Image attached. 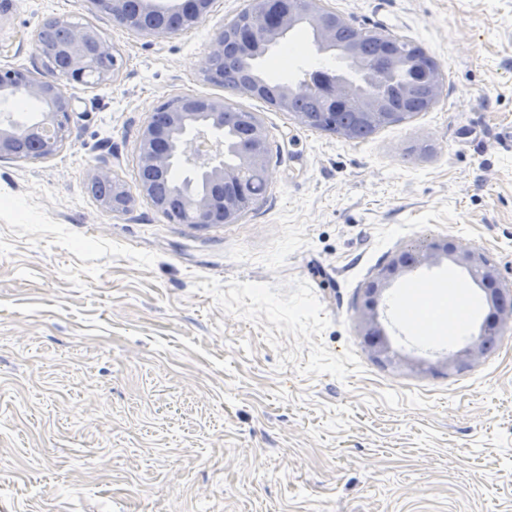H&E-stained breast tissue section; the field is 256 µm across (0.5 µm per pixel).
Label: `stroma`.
<instances>
[{"label": "stroma", "instance_id": "stroma-1", "mask_svg": "<svg viewBox=\"0 0 512 512\" xmlns=\"http://www.w3.org/2000/svg\"><path fill=\"white\" fill-rule=\"evenodd\" d=\"M350 24L423 46L437 103L357 141L298 124L206 78L209 46L250 0H214L166 37L91 0H0V67L47 74L36 32L91 25L114 83L69 87L49 158L0 159V512H512V330L449 374L377 363L363 289L406 245L453 237L512 281V0H323ZM309 26L262 60L299 85L323 66ZM182 96L265 127L272 178L237 223L169 221L138 188L139 134ZM107 160L133 196L112 213L87 174ZM415 277L473 296L447 264ZM436 360L464 346L427 323Z\"/></svg>", "mask_w": 512, "mask_h": 512}]
</instances>
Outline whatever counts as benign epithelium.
Listing matches in <instances>:
<instances>
[{"mask_svg":"<svg viewBox=\"0 0 512 512\" xmlns=\"http://www.w3.org/2000/svg\"><path fill=\"white\" fill-rule=\"evenodd\" d=\"M109 11L120 24H125L126 0H91ZM213 0H184L194 23H200L209 13ZM312 22L317 29L316 45L320 52H336V28L345 19L325 8L321 0H252L251 7L241 13L230 26L224 27L213 39L209 61L224 57L229 41L243 48L247 59L253 60L261 51H268L275 31H288L294 26ZM44 57L52 62L57 54L66 58L63 76L71 84L107 85L116 80L117 57L111 41L98 31L71 26L68 42L58 48L36 35ZM353 71L366 73L376 83L388 78L387 70L375 63L355 60ZM424 84L413 85L409 92L423 96L433 106L443 87L441 71L425 75ZM301 92L315 94L328 105V111L352 104L360 110L363 120L377 122L388 116L387 105L379 97L360 96L356 83L336 71L316 69L305 74L300 82ZM30 100L38 104L39 118L34 123L14 121L0 123V158L29 159L27 146H33L42 159L55 155L68 132L72 97L61 85L55 71L50 76L36 75L24 69L0 68V101ZM224 100L186 96L175 100L168 112V127L158 129L153 120L145 122L139 138V171L162 173L184 165L195 178L178 189L179 201L193 224H210L213 211H224V223L234 224L247 208V183L250 175L261 172L270 177L265 153L268 135L259 121L253 122L257 143L234 167L218 164L217 152L224 150ZM88 182L112 183V198L101 206L114 212L126 211L133 197L125 185L112 179L107 161L93 166ZM447 261L463 270L484 294L487 320L477 334L459 350L435 363L402 356L392 349V342L382 322L380 305L393 283L414 273L423 266ZM359 335L363 337L372 357L397 371L416 374L436 373L469 367L485 359L489 346L500 338L501 332L512 326V282L502 277L496 264L482 250L465 246L450 237L406 246L381 266L364 288V301L356 318Z\"/></svg>","mask_w":512,"mask_h":512,"instance_id":"obj_1","label":"benign epithelium"}]
</instances>
